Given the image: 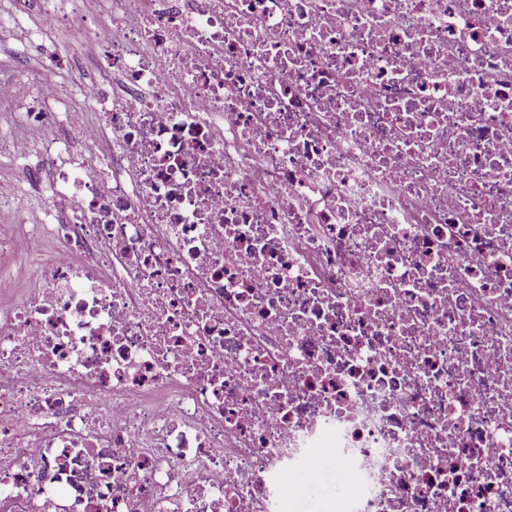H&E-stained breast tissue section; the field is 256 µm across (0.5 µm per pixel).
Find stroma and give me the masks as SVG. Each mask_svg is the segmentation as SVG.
I'll return each instance as SVG.
<instances>
[{"mask_svg": "<svg viewBox=\"0 0 512 512\" xmlns=\"http://www.w3.org/2000/svg\"><path fill=\"white\" fill-rule=\"evenodd\" d=\"M0 13L15 16L20 21L13 34H0V82L16 86L19 91L12 103V114L0 110V180L7 181L16 167L10 155L8 133L21 123L29 102L41 96L57 112L80 109L86 120H98V109L84 107L81 99L76 97L75 89L83 80L111 87L112 63L107 59L96 60L95 47L82 42L78 32L69 34L70 40L78 43V50L66 51L54 43L52 31L44 23L41 0H0ZM45 70L54 74V82L47 88L37 82L38 75ZM81 158L82 152L75 146L61 154L57 166L43 168L40 183L28 189L20 203L23 211L38 212L41 201L50 198L54 201L53 221L64 220L66 202L54 194L57 169L70 166ZM352 480L348 471L325 463L314 481L303 483L301 495L288 512H336L337 503L343 499L342 486Z\"/></svg>", "mask_w": 512, "mask_h": 512, "instance_id": "1", "label": "stroma"}]
</instances>
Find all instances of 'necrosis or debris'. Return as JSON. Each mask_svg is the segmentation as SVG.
<instances>
[{
    "label": "necrosis or debris",
    "mask_w": 512,
    "mask_h": 512,
    "mask_svg": "<svg viewBox=\"0 0 512 512\" xmlns=\"http://www.w3.org/2000/svg\"><path fill=\"white\" fill-rule=\"evenodd\" d=\"M109 2L42 0L120 92L0 182V512H512V0ZM82 152L78 146L68 148L60 155L57 166L43 167L41 182L28 189L26 195L20 203L23 211L27 212V216L31 219L32 213L37 214V220L44 219V212L39 205L43 199H50L55 196L57 192L54 191V186L57 180V167H69L70 164L80 161ZM54 191V192H53ZM343 483H349L353 490L354 479L349 471L336 469L326 460L314 481H301L302 493L286 512H337L336 504L352 492L342 494Z\"/></svg>",
    "instance_id": "4bbe7bcc"
}]
</instances>
